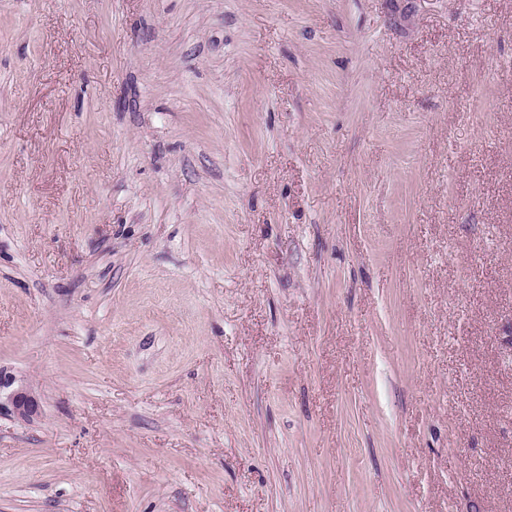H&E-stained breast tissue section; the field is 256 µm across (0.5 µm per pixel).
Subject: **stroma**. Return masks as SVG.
<instances>
[{"label":"stroma","instance_id":"1","mask_svg":"<svg viewBox=\"0 0 512 512\" xmlns=\"http://www.w3.org/2000/svg\"><path fill=\"white\" fill-rule=\"evenodd\" d=\"M0 512H512V0H0ZM15 379L7 376L0 371V411L5 405L10 407L12 413L16 414L20 419L31 421L37 417L40 412L39 401L33 392L20 387H13ZM5 395L6 403L2 401V393Z\"/></svg>","mask_w":512,"mask_h":512}]
</instances>
